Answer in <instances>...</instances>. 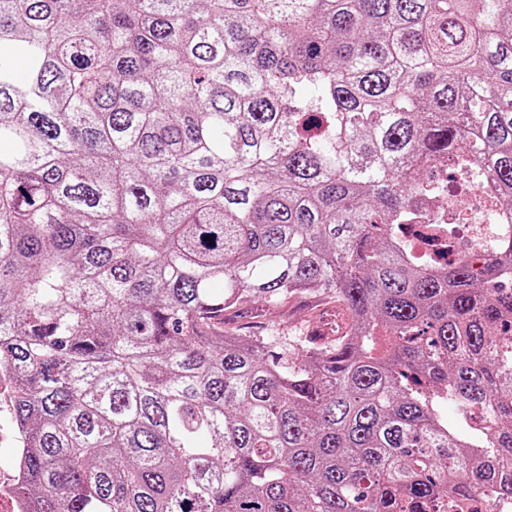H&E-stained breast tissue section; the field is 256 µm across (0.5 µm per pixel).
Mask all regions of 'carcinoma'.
I'll return each mask as SVG.
<instances>
[{"mask_svg": "<svg viewBox=\"0 0 512 512\" xmlns=\"http://www.w3.org/2000/svg\"><path fill=\"white\" fill-rule=\"evenodd\" d=\"M436 167L512 209V0H0V367L36 512L511 498L512 229L419 264ZM304 292L347 333L218 328Z\"/></svg>", "mask_w": 512, "mask_h": 512, "instance_id": "obj_1", "label": "carcinoma"}]
</instances>
